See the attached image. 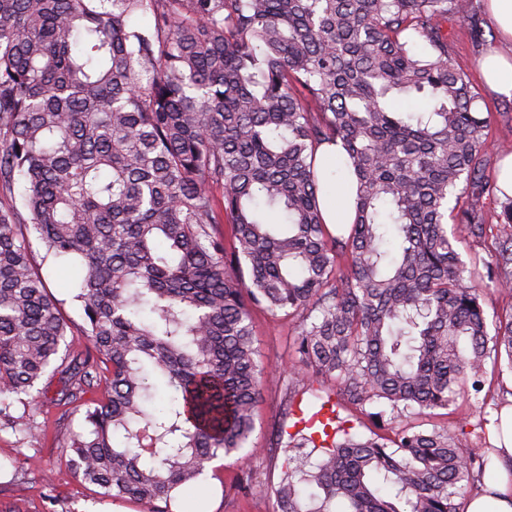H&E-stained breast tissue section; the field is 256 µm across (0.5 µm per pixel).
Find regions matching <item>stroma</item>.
Instances as JSON below:
<instances>
[{"label": "stroma", "mask_w": 512, "mask_h": 512, "mask_svg": "<svg viewBox=\"0 0 512 512\" xmlns=\"http://www.w3.org/2000/svg\"><path fill=\"white\" fill-rule=\"evenodd\" d=\"M497 43L496 34L474 40L470 27L462 21L448 24V48L457 66L467 72L480 97L482 111L491 115L488 145L512 146V99L491 93L480 74V60ZM255 345L263 361L288 368L295 360L292 349L294 323L285 313H271L257 307L252 311ZM512 387V375L495 378L486 406L477 402L460 405L453 414L436 410L420 416L396 418L395 427L453 422L476 432L483 415H495L502 405L501 393ZM288 412V396L282 384L264 386L256 408L255 429L250 447L256 455L220 457L208 464L206 472L183 491L175 512H273L272 499L247 491V483L276 485L285 459L278 435ZM43 435L23 438L0 426V512H148L145 505L130 501L101 500L95 486L75 477L60 451L69 432L81 430L80 414L60 406H49Z\"/></svg>", "instance_id": "1"}]
</instances>
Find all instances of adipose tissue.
Instances as JSON below:
<instances>
[{"label":"adipose tissue","mask_w":512,"mask_h":512,"mask_svg":"<svg viewBox=\"0 0 512 512\" xmlns=\"http://www.w3.org/2000/svg\"><path fill=\"white\" fill-rule=\"evenodd\" d=\"M501 431L494 472L482 492L466 501L464 512H512V409L503 412Z\"/></svg>","instance_id":"obj_1"}]
</instances>
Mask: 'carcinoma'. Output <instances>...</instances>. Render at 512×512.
Returning a JSON list of instances; mask_svg holds the SVG:
<instances>
[{
  "label": "carcinoma",
  "mask_w": 512,
  "mask_h": 512,
  "mask_svg": "<svg viewBox=\"0 0 512 512\" xmlns=\"http://www.w3.org/2000/svg\"><path fill=\"white\" fill-rule=\"evenodd\" d=\"M450 19L477 22L473 0H0V190L22 185L0 209V417L36 437L62 374L76 477L169 512L249 441L274 377L264 307L298 317L294 370L373 425L286 433L309 452L256 488L275 512H459L494 448L462 426L386 433L469 401L490 364L512 373V307H483L512 298V198L490 223L488 118ZM338 141L355 193L333 232L317 150ZM450 220L487 257L463 260ZM28 227L75 269L82 353Z\"/></svg>",
  "instance_id": "1"
}]
</instances>
